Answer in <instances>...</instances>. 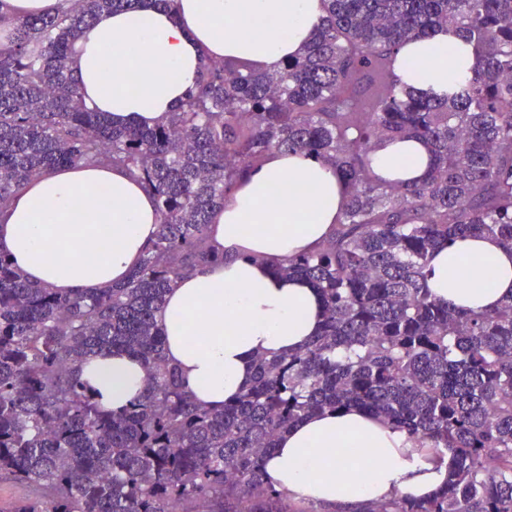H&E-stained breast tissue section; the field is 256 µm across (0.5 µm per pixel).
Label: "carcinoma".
Returning a JSON list of instances; mask_svg holds the SVG:
<instances>
[{
  "instance_id": "carcinoma-1",
  "label": "carcinoma",
  "mask_w": 512,
  "mask_h": 512,
  "mask_svg": "<svg viewBox=\"0 0 512 512\" xmlns=\"http://www.w3.org/2000/svg\"><path fill=\"white\" fill-rule=\"evenodd\" d=\"M21 20L0 50V208L60 166H120L156 197V240L128 278L62 295L0 253V476L37 493L18 512H324L265 478L278 437L325 410L360 408L414 437L445 484L352 512H512V299L485 312L431 295L445 241L512 249V0H326L312 41L273 72L206 61L153 127L87 109L70 65L83 28L144 0H68ZM445 28L478 51L476 76L428 99L400 85L398 51ZM416 138L434 164L419 183L377 180L367 158ZM273 150L328 162L346 184L332 237L273 265L308 280L323 328L302 350L261 354L221 408L197 404L157 323L185 274L223 260L211 214ZM104 351L144 367L147 387L107 409L82 381Z\"/></svg>"
}]
</instances>
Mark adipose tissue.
Returning a JSON list of instances; mask_svg holds the SVG:
<instances>
[{
    "instance_id": "1",
    "label": "adipose tissue",
    "mask_w": 512,
    "mask_h": 512,
    "mask_svg": "<svg viewBox=\"0 0 512 512\" xmlns=\"http://www.w3.org/2000/svg\"><path fill=\"white\" fill-rule=\"evenodd\" d=\"M66 0H0V33L22 19L54 14ZM324 14L323 0H174L100 15L72 50L87 108L116 125L154 126L180 106L204 60H240L272 72L299 55ZM476 54L465 37L439 29L405 43L396 72L431 97L465 86ZM430 153L417 139L379 142L369 169L384 180L421 182ZM346 204L335 168L301 153L275 151L253 168L211 216L209 241L223 264L186 274L157 321L166 353L195 401H233L262 353L302 348L318 330L319 296L307 282L277 275L273 263L326 240ZM160 216L152 193L126 169L75 166L42 174L0 210V250L32 282L70 295L123 282L151 246ZM256 227L254 236L241 233ZM112 228L102 251L100 226ZM438 299L475 312L512 296V251L492 237L440 247L427 267ZM88 391L118 409L140 396L146 372L135 358L103 353L82 371ZM349 448L362 449L347 458ZM285 496L329 506L425 497L442 486L437 463L409 435L355 408L303 418L280 437L266 465Z\"/></svg>"
}]
</instances>
